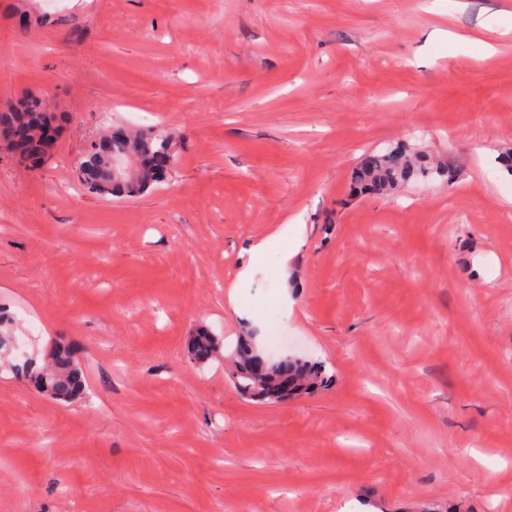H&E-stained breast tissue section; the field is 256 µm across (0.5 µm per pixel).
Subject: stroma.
I'll return each mask as SVG.
<instances>
[{
  "label": "stroma",
  "mask_w": 512,
  "mask_h": 512,
  "mask_svg": "<svg viewBox=\"0 0 512 512\" xmlns=\"http://www.w3.org/2000/svg\"><path fill=\"white\" fill-rule=\"evenodd\" d=\"M30 95L64 132L0 153V512H512V0H0V109ZM112 126L180 135L164 183L81 185ZM397 143L455 180L351 196ZM289 224L287 276L240 279ZM248 332L327 386L242 396ZM59 346L71 404L15 370ZM284 232L285 230L273 233L250 244L247 250V265L240 272L241 279L248 274L252 264H255L256 261L262 259L267 253L278 247ZM218 352V341L208 333L195 336L191 342L190 354L195 363L205 364Z\"/></svg>",
  "instance_id": "1"
}]
</instances>
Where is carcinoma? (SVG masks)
Instances as JSON below:
<instances>
[{
  "mask_svg": "<svg viewBox=\"0 0 512 512\" xmlns=\"http://www.w3.org/2000/svg\"><path fill=\"white\" fill-rule=\"evenodd\" d=\"M62 133L55 116L31 98L14 109L0 110V144L19 162L36 167L48 155ZM123 164L112 173V162ZM179 161L176 135L166 131H129L112 129L94 141L78 164L84 185L100 195L117 198L136 197L153 189L170 176ZM455 177V171L429 166L421 157L404 147L366 153L352 173L355 195H384L412 180L432 175ZM255 337H241L234 354L231 373L238 391L256 401L279 402L325 386V366L301 358L272 361L258 352ZM218 352L215 337L201 333L194 337L191 359L205 364ZM40 392L57 400L73 402L86 390L83 370L71 353L59 349L46 369L34 372Z\"/></svg>",
  "mask_w": 512,
  "mask_h": 512,
  "instance_id": "obj_1",
  "label": "carcinoma"
}]
</instances>
